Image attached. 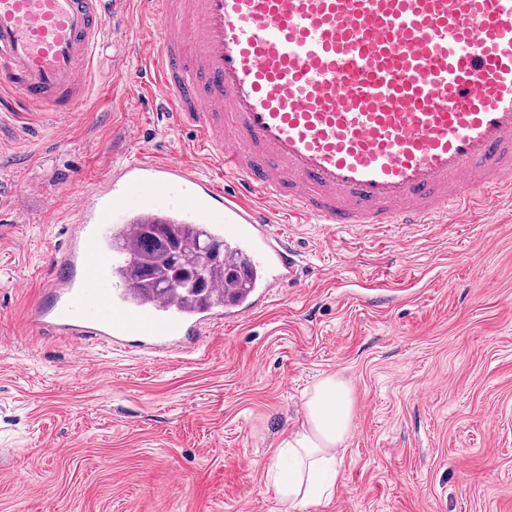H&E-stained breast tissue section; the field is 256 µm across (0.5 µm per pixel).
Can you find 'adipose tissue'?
<instances>
[{
	"instance_id": "1",
	"label": "adipose tissue",
	"mask_w": 512,
	"mask_h": 512,
	"mask_svg": "<svg viewBox=\"0 0 512 512\" xmlns=\"http://www.w3.org/2000/svg\"><path fill=\"white\" fill-rule=\"evenodd\" d=\"M352 426V398L338 376L321 378L307 394L303 417L275 448L267 477L283 512H308L330 500Z\"/></svg>"
}]
</instances>
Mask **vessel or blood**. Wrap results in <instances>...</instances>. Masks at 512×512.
Segmentation results:
<instances>
[{
    "instance_id": "vessel-or-blood-1",
    "label": "vessel or blood",
    "mask_w": 512,
    "mask_h": 512,
    "mask_svg": "<svg viewBox=\"0 0 512 512\" xmlns=\"http://www.w3.org/2000/svg\"><path fill=\"white\" fill-rule=\"evenodd\" d=\"M120 8L156 23L139 87L224 181L139 154L82 191L39 334L164 362L297 280L276 223L408 234L512 192V0H0V112L71 119ZM160 223L223 244L242 289L135 293L132 229Z\"/></svg>"
}]
</instances>
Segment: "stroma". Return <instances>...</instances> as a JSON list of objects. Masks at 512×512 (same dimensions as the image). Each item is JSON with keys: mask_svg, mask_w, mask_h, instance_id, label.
Wrapping results in <instances>:
<instances>
[{"mask_svg": "<svg viewBox=\"0 0 512 512\" xmlns=\"http://www.w3.org/2000/svg\"><path fill=\"white\" fill-rule=\"evenodd\" d=\"M146 29L105 39L72 121L0 112L29 150L0 165V512H280L266 466L328 375L352 429L312 512H512V198L406 237L282 225L299 281L164 363L29 327L79 190L190 153L161 96L112 92Z\"/></svg>", "mask_w": 512, "mask_h": 512, "instance_id": "obj_1", "label": "stroma"}]
</instances>
